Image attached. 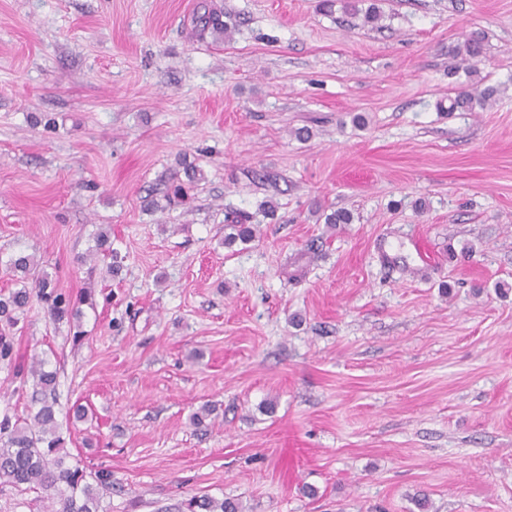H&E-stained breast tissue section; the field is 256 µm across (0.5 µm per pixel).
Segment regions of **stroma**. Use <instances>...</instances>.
Listing matches in <instances>:
<instances>
[{"label": "stroma", "mask_w": 512, "mask_h": 512, "mask_svg": "<svg viewBox=\"0 0 512 512\" xmlns=\"http://www.w3.org/2000/svg\"><path fill=\"white\" fill-rule=\"evenodd\" d=\"M204 3L231 36H193ZM380 7L371 28L319 0H0V253L94 295L82 340L37 301L0 333L57 371L104 512H512V0ZM474 31L486 55L455 71ZM487 86L485 110L437 108ZM187 162L188 200L147 208ZM232 210L254 241L224 245ZM416 238L425 274L380 260ZM189 506L202 512H242L244 508L238 499L225 498L219 501L208 496L192 499Z\"/></svg>", "instance_id": "obj_1"}]
</instances>
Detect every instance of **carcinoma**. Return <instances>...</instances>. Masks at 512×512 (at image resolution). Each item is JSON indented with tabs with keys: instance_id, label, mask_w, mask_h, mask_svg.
<instances>
[{
	"instance_id": "carcinoma-1",
	"label": "carcinoma",
	"mask_w": 512,
	"mask_h": 512,
	"mask_svg": "<svg viewBox=\"0 0 512 512\" xmlns=\"http://www.w3.org/2000/svg\"><path fill=\"white\" fill-rule=\"evenodd\" d=\"M342 8L352 15H363V23L367 25H375L382 18V11L375 2L362 10L354 0H345ZM203 9V14L196 18V35L202 36L210 29L226 34L231 32L232 23L223 19V12L208 4ZM451 53L469 67L476 65L485 56L484 36L478 32L470 33L451 49ZM496 94L497 89L490 86L474 92L462 89L448 98V104H438V109L442 112L483 110ZM225 229L228 230L225 239L230 243L237 240L249 242L256 237V227L251 224L248 214L232 213ZM96 252L111 259L110 272L116 273L122 267V258L103 233L97 235ZM0 266L14 275L21 274L26 280L35 278L33 290L24 286L6 295L0 294L1 320L14 321L15 313L29 306L35 298L49 304L48 313L58 322L67 317L77 318L78 306L55 291L48 274L35 276L38 263L34 255L0 257ZM44 365L45 361L35 359L28 369L19 371L24 382L32 383L33 387V407L28 409L27 415L13 421L5 417L0 421V488L43 490L50 500V512H102L101 499L103 492L110 489V474L103 471L90 474L78 465L66 463L64 438L55 410L57 372L46 370ZM190 507L201 512H243L242 503L233 498L219 501L202 496L192 499Z\"/></svg>"
}]
</instances>
